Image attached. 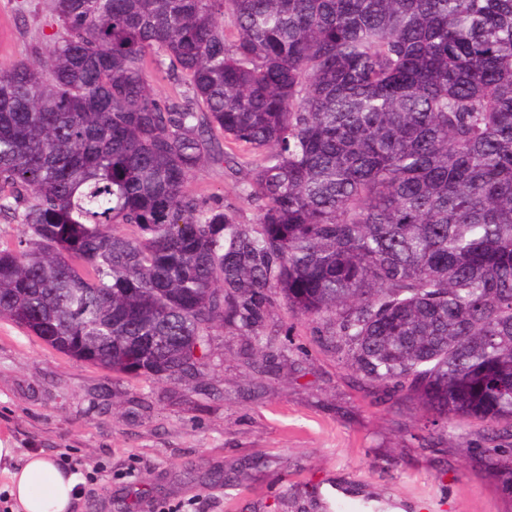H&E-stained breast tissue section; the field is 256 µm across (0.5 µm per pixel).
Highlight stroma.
Wrapping results in <instances>:
<instances>
[{"instance_id":"1","label":"stroma","mask_w":512,"mask_h":512,"mask_svg":"<svg viewBox=\"0 0 512 512\" xmlns=\"http://www.w3.org/2000/svg\"><path fill=\"white\" fill-rule=\"evenodd\" d=\"M51 19L48 0H0V68L49 48ZM247 171L208 161L188 187L249 224ZM206 363L199 379L116 376L0 320V438L68 459L74 512H512V437L423 435L420 405L380 400L329 323L278 301L257 336L213 328ZM96 465L105 479L86 481Z\"/></svg>"}]
</instances>
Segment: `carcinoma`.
<instances>
[{
  "mask_svg": "<svg viewBox=\"0 0 512 512\" xmlns=\"http://www.w3.org/2000/svg\"><path fill=\"white\" fill-rule=\"evenodd\" d=\"M52 3L0 70V319L160 379L278 295L431 425L512 433V0ZM233 148L252 224L187 189Z\"/></svg>",
  "mask_w": 512,
  "mask_h": 512,
  "instance_id": "obj_1",
  "label": "carcinoma"
}]
</instances>
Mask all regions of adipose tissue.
Masks as SVG:
<instances>
[{
  "instance_id": "ef3b65f1",
  "label": "adipose tissue",
  "mask_w": 512,
  "mask_h": 512,
  "mask_svg": "<svg viewBox=\"0 0 512 512\" xmlns=\"http://www.w3.org/2000/svg\"><path fill=\"white\" fill-rule=\"evenodd\" d=\"M75 473L38 451L19 454L0 441V488L11 512H72L78 495Z\"/></svg>"
}]
</instances>
